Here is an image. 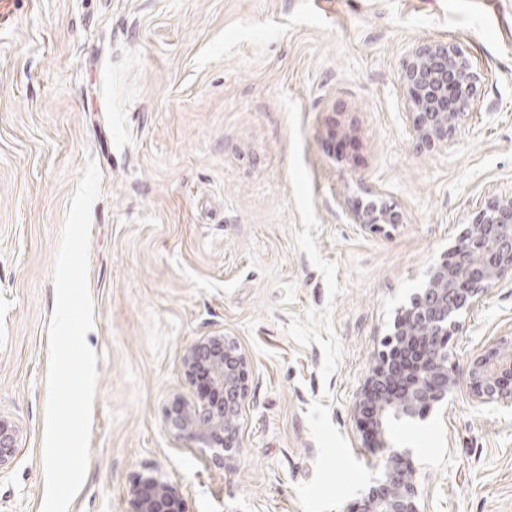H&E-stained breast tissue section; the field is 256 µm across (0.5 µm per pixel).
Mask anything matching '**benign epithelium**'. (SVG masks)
Instances as JSON below:
<instances>
[{"mask_svg":"<svg viewBox=\"0 0 512 512\" xmlns=\"http://www.w3.org/2000/svg\"><path fill=\"white\" fill-rule=\"evenodd\" d=\"M461 47L445 41L414 46L402 63L407 88L406 118L412 136L430 148H446L483 82ZM364 229L403 223L394 208L372 201L352 214ZM512 274V195L479 205L474 220L449 246L447 257L430 267L419 291L395 317L371 369L356 411L369 436L387 452L374 465L375 476L355 512H424L423 489L409 455L389 447L394 420H413L447 405L457 380L448 343L463 328L464 314L478 307L488 291ZM185 379L203 375L220 392L212 400L182 401L166 413L165 428L178 441L235 456L240 418L248 388L245 360L222 335L202 336L181 358ZM474 399L512 407V346L489 343L470 362ZM20 431L0 416V473L15 460ZM133 512H190L181 486L155 469L139 473L130 487Z\"/></svg>","mask_w":512,"mask_h":512,"instance_id":"obj_1","label":"benign epithelium"}]
</instances>
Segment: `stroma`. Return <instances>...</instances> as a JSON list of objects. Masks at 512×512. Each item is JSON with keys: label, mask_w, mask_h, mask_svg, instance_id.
<instances>
[{"label": "stroma", "mask_w": 512, "mask_h": 512, "mask_svg": "<svg viewBox=\"0 0 512 512\" xmlns=\"http://www.w3.org/2000/svg\"><path fill=\"white\" fill-rule=\"evenodd\" d=\"M426 40L485 78L448 147L400 81ZM91 459L69 512H132L158 468L190 512H344L379 455L354 408L389 325L485 199L512 194V0H0V416L20 429L0 512H41L52 268L87 160ZM386 202L370 232L352 211ZM453 336L445 410L393 422L425 512H512V407L472 358L512 340V278ZM247 362L242 451L173 440L201 336ZM352 221L354 224H360L364 229L377 230L387 225L402 224L403 218L391 206L371 201L352 214Z\"/></svg>", "instance_id": "stroma-1"}]
</instances>
